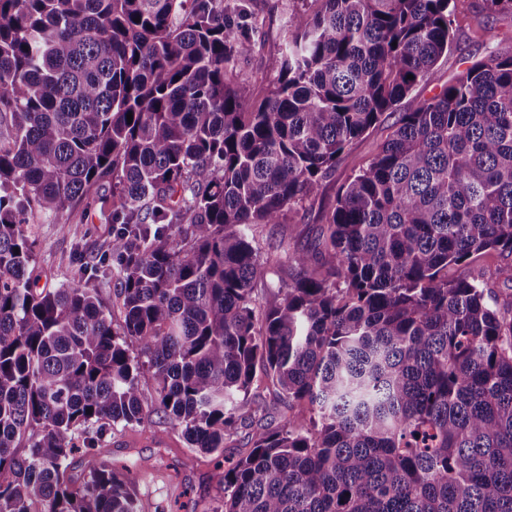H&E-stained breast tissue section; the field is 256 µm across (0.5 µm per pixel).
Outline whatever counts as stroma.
<instances>
[{
  "label": "stroma",
  "instance_id": "obj_1",
  "mask_svg": "<svg viewBox=\"0 0 512 512\" xmlns=\"http://www.w3.org/2000/svg\"><path fill=\"white\" fill-rule=\"evenodd\" d=\"M245 7L252 27L236 67L250 76L257 88H265L277 74L282 47V22L288 10L302 8V0H224L228 11ZM492 25L486 35L484 25ZM497 55L512 56V16L488 17L483 0H456L455 41L428 78L414 89L415 96L428 98L438 94L459 72L473 62ZM406 103L386 112L379 123L361 140L348 148L335 174L323 182L317 195L291 213L290 221L270 227L273 240L284 250L314 244L319 227L339 188L354 176L377 151L392 131ZM36 241V266L41 283L56 288L69 283L71 260L75 250L91 255L107 251L112 239L110 225L102 223L99 207L79 208L64 215L55 224L34 223L29 227ZM452 275L481 279L492 300L512 298V253L491 251L467 264L452 268ZM160 433L164 442L152 440ZM110 459L114 465L137 460L145 472L138 487L140 512H221L224 486L220 483L210 456L189 448L179 430L173 429L164 414H152L148 423L129 427L112 439Z\"/></svg>",
  "mask_w": 512,
  "mask_h": 512
}]
</instances>
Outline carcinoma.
I'll return each mask as SVG.
<instances>
[{
	"label": "carcinoma",
	"mask_w": 512,
	"mask_h": 512,
	"mask_svg": "<svg viewBox=\"0 0 512 512\" xmlns=\"http://www.w3.org/2000/svg\"><path fill=\"white\" fill-rule=\"evenodd\" d=\"M454 11L311 0L260 95L223 0H0V512H140L106 436L148 420L147 378L201 453L252 428L224 512H512V303L448 275L512 253V56L411 100L314 248L264 238L448 54ZM98 201L119 326L107 259L39 288L25 228ZM258 384H261L259 389H254L252 393L255 391V393L259 395L258 400L265 403L271 409L277 421L280 420L284 415L291 414V411L288 410L286 403L281 400L278 391L274 386L267 382Z\"/></svg>",
	"instance_id": "carcinoma-1"
}]
</instances>
